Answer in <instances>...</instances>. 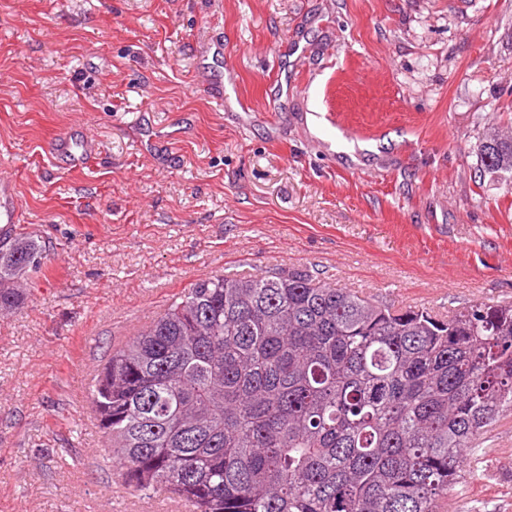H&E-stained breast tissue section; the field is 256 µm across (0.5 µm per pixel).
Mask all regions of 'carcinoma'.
<instances>
[{"label":"carcinoma","mask_w":512,"mask_h":512,"mask_svg":"<svg viewBox=\"0 0 512 512\" xmlns=\"http://www.w3.org/2000/svg\"><path fill=\"white\" fill-rule=\"evenodd\" d=\"M477 156L512 183V133ZM40 258L0 242V315ZM91 401L124 483L191 512H441L512 412V303L439 319L304 268L215 274L112 351Z\"/></svg>","instance_id":"1"}]
</instances>
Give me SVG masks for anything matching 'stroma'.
Masks as SVG:
<instances>
[{
	"mask_svg": "<svg viewBox=\"0 0 512 512\" xmlns=\"http://www.w3.org/2000/svg\"><path fill=\"white\" fill-rule=\"evenodd\" d=\"M511 108L512 0H0V236L43 252L0 315V512H186L102 461L87 385L211 275L512 302V185L476 155ZM66 135L86 156L61 167ZM479 445L495 478L446 510L512 512V414ZM19 203L14 194L11 181L1 175L0 177V223L14 224L19 212Z\"/></svg>",
	"mask_w": 512,
	"mask_h": 512,
	"instance_id": "1",
	"label": "stroma"
}]
</instances>
